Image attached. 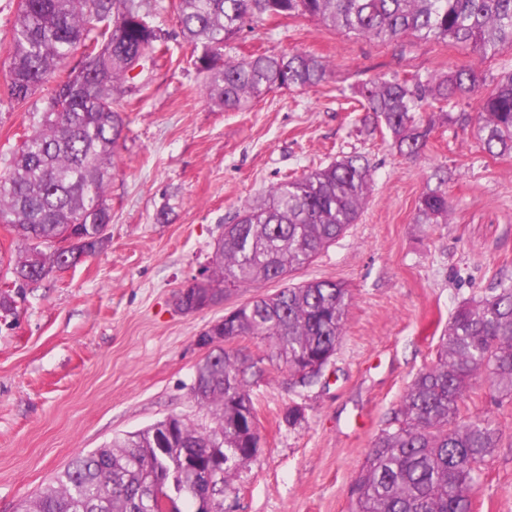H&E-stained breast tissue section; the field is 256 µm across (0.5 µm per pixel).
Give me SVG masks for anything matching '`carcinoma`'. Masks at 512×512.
<instances>
[{
	"instance_id": "carcinoma-1",
	"label": "carcinoma",
	"mask_w": 512,
	"mask_h": 512,
	"mask_svg": "<svg viewBox=\"0 0 512 512\" xmlns=\"http://www.w3.org/2000/svg\"><path fill=\"white\" fill-rule=\"evenodd\" d=\"M148 0H21L0 99L27 102L42 86L51 94L31 134L0 175V224L23 245L0 255L11 282L37 288L106 246L112 223L108 188L125 128L122 102L131 73L164 43L148 22ZM183 39L209 75L206 95L219 108L239 109L275 88H314L329 66L306 52L236 59L225 52L244 27L266 15L309 17L379 42L412 35L424 43L472 48L484 60L512 49V0H178ZM81 52V60L69 66ZM467 66L441 77L394 76L361 84L356 102L391 132L399 152L419 156L432 130L422 115L443 111L448 95L471 98L483 85ZM474 137L487 153H512V73L479 97ZM372 172L346 156L272 185L260 201L224 225L204 286L188 301L207 307L232 288L284 280L311 264L356 223ZM420 224L448 220L441 186L419 202ZM352 292L334 281L290 284L234 310L202 332L224 341L267 343L247 362L218 344L197 366L191 394L210 424L170 415L102 448L74 457L53 484L16 512H166L151 494L174 491L173 512H224L218 493L235 491L239 471L257 456L259 420L251 388L282 367L307 386L336 353ZM17 314L15 296L0 290V318ZM477 384L512 397V280L473 296L455 311L436 362L412 379L375 436L353 484L351 512H473L481 469L501 433L487 416L463 413Z\"/></svg>"
}]
</instances>
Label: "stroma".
<instances>
[{"mask_svg": "<svg viewBox=\"0 0 512 512\" xmlns=\"http://www.w3.org/2000/svg\"><path fill=\"white\" fill-rule=\"evenodd\" d=\"M176 2L157 0L151 20L168 32L169 50L126 97L107 249L50 274L18 297L13 324L0 322V512H15L74 456L115 435L171 415L208 423L190 394L207 354L198 336L280 285L242 288L190 314L176 297L208 266L235 212L288 175L358 155L373 182L357 224L294 277L351 289L344 335L316 383L295 385L282 369L254 386L261 447L225 500L231 512H350L372 440L413 376L435 362L457 306L512 278V154L490 156L455 123L476 105L449 103L417 159L397 152L384 125L345 108L354 86L394 75L476 65L494 83L512 71V50L481 63L461 45L412 36L385 44L315 19L271 18L261 31H241L231 56L306 52L329 64L327 82L224 111L206 97ZM44 97L0 105V170ZM439 184L453 206L449 222L418 223L422 195ZM292 405L305 413L295 427L283 419ZM465 411L494 417L502 430L474 512H512V398L478 385Z\"/></svg>", "mask_w": 512, "mask_h": 512, "instance_id": "35a3bbf8", "label": "stroma"}]
</instances>
